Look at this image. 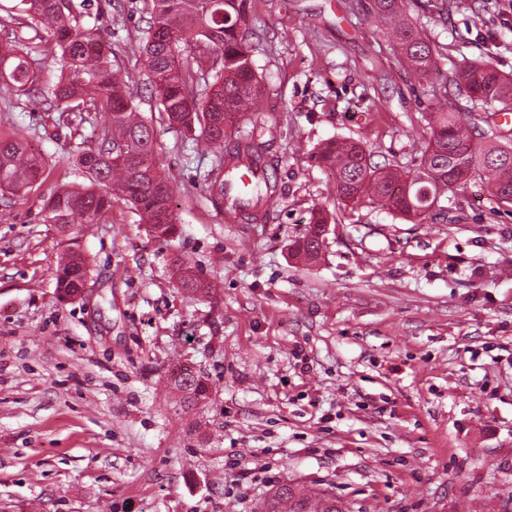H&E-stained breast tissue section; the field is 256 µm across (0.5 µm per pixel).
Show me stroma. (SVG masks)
<instances>
[{
    "instance_id": "35a3bbf8",
    "label": "stroma",
    "mask_w": 512,
    "mask_h": 512,
    "mask_svg": "<svg viewBox=\"0 0 512 512\" xmlns=\"http://www.w3.org/2000/svg\"><path fill=\"white\" fill-rule=\"evenodd\" d=\"M372 0H248L262 109L242 134L268 142L277 195L265 221L226 223L206 180L221 151L158 126L155 161L175 188L178 231L155 238L120 196L79 241L80 296L58 297L65 245L43 206L85 177L66 155L90 140L0 94V133L47 161L0 195V512H264L293 482L348 512H512V206L480 180L444 214L411 219L342 200L311 155L362 141L413 164L424 117L453 70L512 76V0H407L442 61L400 62ZM151 0H94L112 66L157 111L143 67ZM328 217L319 257L292 243ZM208 290H181L176 259ZM182 366L208 397L185 409Z\"/></svg>"
}]
</instances>
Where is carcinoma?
Instances as JSON below:
<instances>
[{
  "mask_svg": "<svg viewBox=\"0 0 512 512\" xmlns=\"http://www.w3.org/2000/svg\"><path fill=\"white\" fill-rule=\"evenodd\" d=\"M149 26L144 36L145 70L158 97L161 124L198 143L223 148L218 164L207 174L216 205L224 193H233L232 179L224 176L225 160L240 169H269L267 148L253 138L226 134L240 117L258 112V80L247 50L243 28L245 0H152ZM29 27L47 43V56L61 64L60 76L41 85L31 66L33 47L19 39L0 44V76L28 92L30 100L59 113L85 112L96 120V142L76 147L75 160L88 183L62 186L45 201L46 220L65 233L69 249L57 274L60 297H76L88 276L86 259L77 242L90 224L112 213V192L130 202L159 240L176 232L172 208L174 191L169 178L155 165L156 130L139 111L133 93L112 70V43L102 34L80 24L81 13L72 0H21ZM375 12L390 27L401 56L412 71L426 78L437 69L436 46L422 35L417 22L403 9V0H375ZM457 96L472 107L512 112V77L488 62L467 64L454 74ZM429 139L419 164L391 168L372 165L357 141L329 143L316 155L318 163L333 170L339 195L355 203H369L419 218L434 211L444 213L448 191L479 178L501 202L512 205V140H477L473 127L455 113L436 107L427 118ZM45 168L42 158L28 150L18 134H0V193H14L36 181ZM276 192L272 173H266L251 201L236 210L253 220L265 219L264 202ZM327 223L323 212L309 222L293 244L296 254L318 257L321 245L310 237L313 226ZM183 290L197 294L204 284L179 264ZM173 386L183 392V402L195 405L206 398L204 376L184 368L174 370ZM265 512H345L344 506L318 493L305 494L288 487V505L270 499Z\"/></svg>",
  "mask_w": 512,
  "mask_h": 512,
  "instance_id": "cac0c4a2",
  "label": "carcinoma"
}]
</instances>
